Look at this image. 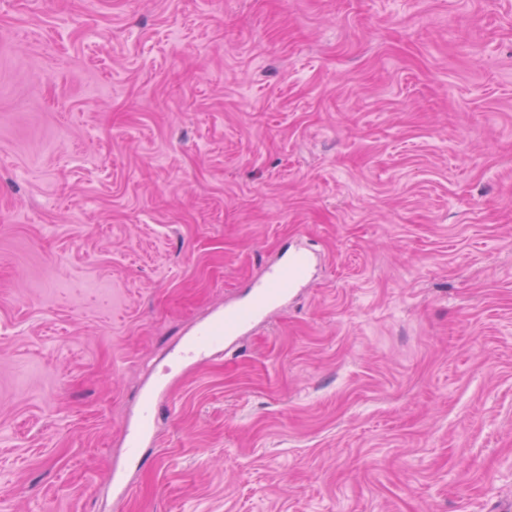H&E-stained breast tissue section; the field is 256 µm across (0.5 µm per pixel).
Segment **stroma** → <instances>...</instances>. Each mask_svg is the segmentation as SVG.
I'll list each match as a JSON object with an SVG mask.
<instances>
[{
	"label": "stroma",
	"mask_w": 512,
	"mask_h": 512,
	"mask_svg": "<svg viewBox=\"0 0 512 512\" xmlns=\"http://www.w3.org/2000/svg\"><path fill=\"white\" fill-rule=\"evenodd\" d=\"M0 512H512V0H0ZM315 256L304 249L286 250L274 263L252 281L246 304H225L224 313L199 326L188 345L177 351V364H193L208 357L215 349H223L248 328L263 322L281 309L297 288L306 282Z\"/></svg>",
	"instance_id": "stroma-1"
}]
</instances>
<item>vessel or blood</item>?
Listing matches in <instances>:
<instances>
[{"mask_svg":"<svg viewBox=\"0 0 512 512\" xmlns=\"http://www.w3.org/2000/svg\"><path fill=\"white\" fill-rule=\"evenodd\" d=\"M314 260V255L304 249L284 252L252 281L249 301L242 305L227 304L223 314L199 326L190 343L175 353V362H200L213 350L226 347L248 328L269 318L283 307L297 288L304 285Z\"/></svg>","mask_w":512,"mask_h":512,"instance_id":"vessel-or-blood-1","label":"vessel or blood"}]
</instances>
